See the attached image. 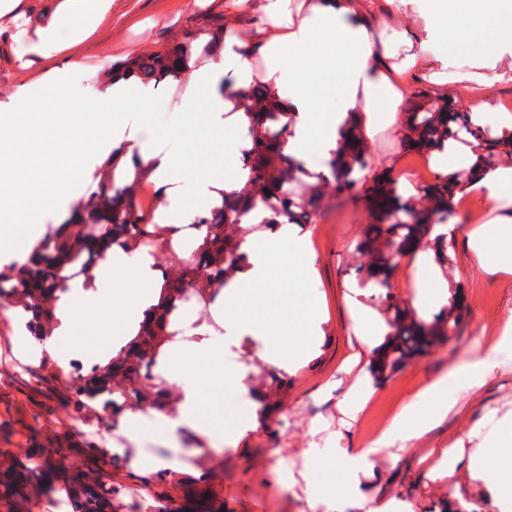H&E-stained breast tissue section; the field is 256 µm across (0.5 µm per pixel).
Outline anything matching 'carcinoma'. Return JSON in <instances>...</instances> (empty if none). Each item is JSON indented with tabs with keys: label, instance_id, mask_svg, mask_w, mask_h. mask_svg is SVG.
<instances>
[{
	"label": "carcinoma",
	"instance_id": "obj_1",
	"mask_svg": "<svg viewBox=\"0 0 512 512\" xmlns=\"http://www.w3.org/2000/svg\"><path fill=\"white\" fill-rule=\"evenodd\" d=\"M225 36L224 21L214 18L185 30L162 50L129 56L119 66L145 83L180 80L193 71L197 48L210 54L224 47ZM239 102L250 117L246 146L237 166V173L246 175L244 183L225 195L219 205L198 209L193 201L184 204L195 211L192 223L205 230L202 242L172 257L175 275L165 276L161 301L150 309L135 341L107 366H96L65 381L68 406L75 414H83L93 404L108 414L119 408L120 398L164 410L170 386L156 373L161 354L165 346L199 327L196 322L187 326L181 321L185 290H192L196 304H213L229 282L249 266V255L241 248L249 235L273 224H308L329 196L360 194L371 208L372 222L356 251L363 259V284L379 290L389 327L382 350L374 357L373 373L388 377L457 335L464 313L458 299H451L427 321L398 302L391 292V279L398 259L430 244L437 261L443 266L450 264L448 240L431 237V231L437 224L448 223L456 193L468 180L439 175L422 186L418 196L407 197L390 170L368 173V150L362 136L350 130L325 161L327 172L314 173L286 150L289 122L283 121L287 113L280 111L274 92L254 85L239 96ZM462 132L482 145L483 166L489 170L502 156H512V138L493 136L488 127L472 124L468 113L453 112L448 103L433 101L426 94L407 113L402 141L407 151L429 156L443 151L448 139H457ZM103 168L108 183L74 205L63 223L33 245L27 262L0 269V300L30 314L31 327L50 326L55 301L64 291L61 273L75 263H82V275L87 277L112 246L129 254L142 253L149 242L163 241L175 231L171 225L162 227L155 215L139 208V187L150 182L154 168L143 163L137 151H132V168L119 174L117 164L109 159ZM284 388L285 382L277 378L270 391L261 395L257 416L268 427ZM74 446L71 438L48 446L36 444L32 451L37 462L32 466L0 461V512H14L15 503L28 487L48 480L58 449ZM114 495L112 485H89L80 475L69 486L67 504L73 512H112Z\"/></svg>",
	"mask_w": 512,
	"mask_h": 512
}]
</instances>
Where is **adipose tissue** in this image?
Listing matches in <instances>:
<instances>
[{"instance_id":"adipose-tissue-1","label":"adipose tissue","mask_w":512,"mask_h":512,"mask_svg":"<svg viewBox=\"0 0 512 512\" xmlns=\"http://www.w3.org/2000/svg\"><path fill=\"white\" fill-rule=\"evenodd\" d=\"M242 10L258 6L278 29L263 25L245 27L224 40L222 64L193 70L178 108L189 111L206 98L207 121L218 128L243 131L249 119L234 100L241 89L261 83L273 90L290 123L288 148L303 155L308 133L323 126L322 157L336 149L341 131L360 120L365 135L383 128L403 134L406 102L414 80L423 79L433 100L447 99L448 91L463 88V104L476 125L487 113L498 115L496 133L512 134V104L495 103L489 88L512 80V0H422L417 18H410L411 0H226ZM113 0H51L42 12V23L28 47L34 60L44 63L43 72L18 85L9 102H0V211L36 209L51 203L58 215H66L71 201L68 182L57 177L58 166L86 171L100 166L114 148L137 150L151 163L163 193L179 200L188 198L209 206L237 189L234 181L203 173L191 186L174 180L177 156L166 143L148 137L145 116L134 111L146 102L151 89L136 80L115 76L93 96L58 105L69 91L80 65L66 56V48L84 42L112 21ZM486 31V40H458L462 24ZM263 68H256V59ZM336 75V103L323 111L313 94L322 71ZM477 142L449 141L443 152L433 153L432 166L448 174L471 173L479 159ZM478 198L486 219L468 234V245L479 266L488 273L512 275V164L504 162L480 176H473L458 201ZM250 267L225 288L210 307V325L197 340L177 343L160 359V372L179 387L182 400L175 415L163 418L160 434L169 436L181 427L204 429L200 410L203 383L222 384L236 398L249 390L240 371L227 368L241 338L252 336L261 346L259 356L275 366H285L306 353L319 334L317 304L303 300L297 315L276 308L247 310L249 300L274 292L271 276L274 257L288 256L301 263L300 276L308 278L313 258L292 224H278L258 232L243 245ZM416 264L426 272L411 302L417 314L447 306L450 286L436 270L431 254L421 252ZM164 279L154 259L145 253L128 255L113 247L107 259L86 279L69 282L61 293L48 334L20 330L21 346L34 357L58 359L60 366L78 357L82 344L81 323H89L103 344L93 356L95 365H107L115 350L139 333L146 311L156 305ZM358 351L350 357L376 352L388 332L375 311L350 299ZM512 354V317L498 336L495 352L473 357L451 376H439L425 384L388 421L376 447L353 451L347 448H314L304 474L309 492L318 500L333 503L348 475L367 471L377 447L411 442L433 429L448 414V387L467 391L479 386L496 367L497 356ZM432 472L452 475L456 463L468 458L473 473H482L492 454L512 459V418L499 420L483 439L482 448L465 455L457 447L436 449Z\"/></svg>"}]
</instances>
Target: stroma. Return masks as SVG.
<instances>
[{"instance_id": "35a3bbf8", "label": "stroma", "mask_w": 512, "mask_h": 512, "mask_svg": "<svg viewBox=\"0 0 512 512\" xmlns=\"http://www.w3.org/2000/svg\"><path fill=\"white\" fill-rule=\"evenodd\" d=\"M224 11L225 0H115L111 26L71 50L80 64L71 96L105 85L112 64L156 52L180 37L188 25L202 24ZM27 49L24 41L0 45L1 102L9 100L19 81L29 75L21 67ZM182 87L179 81L160 84L141 107L151 136L178 154L175 178L188 182L205 172L233 170L230 148L237 132L206 126V104L190 112L176 111ZM485 216L481 204L473 201L457 209L454 217L460 233L448 242L452 263L443 276L461 293L466 308L455 340L379 380L368 358L350 372L341 369L353 338L346 301L349 287H360L363 301L378 315L386 313L376 289L363 286L354 252L370 222L368 207L357 197L329 198L312 223L299 229L315 260L314 277L300 280L288 259H274L272 277L278 291L263 300L271 307L299 292L314 298L322 316L319 345L284 368L260 363L255 350H238L235 364L249 373L285 376L288 388L274 416L277 435L259 424L237 447L224 450L213 435L189 428L179 429L171 438L148 428L138 438H127V416L122 411L108 425L92 413L75 416L58 387L68 369L49 359L26 357L16 345L12 311L0 308V459H24L26 448L36 439L68 437L77 442L58 459L52 486L33 488L17 512H59L57 504L68 493L67 476L77 469L118 488L112 512H145L147 505L159 501L177 512H195L203 497L210 505H223L224 512H326L298 479V460L313 448L371 447L367 431L375 420L390 418L423 385L464 364L473 353L491 351L505 318L512 315V276L488 274L467 246L473 218ZM361 381L369 383L373 394L354 425L343 427L338 401ZM448 401L451 410L433 430L374 455L371 473L358 476L337 498L335 512H456L461 506L466 512H502L488 481L474 476L467 461H460L449 478H432L429 468L432 449L457 441L468 451L479 448L484 421L512 414V357L501 356L476 391L449 389ZM316 421L324 429L315 435L311 425ZM105 451L111 452L112 463L102 467L95 459ZM152 457L171 463L169 477L134 473L135 465Z\"/></svg>"}]
</instances>
